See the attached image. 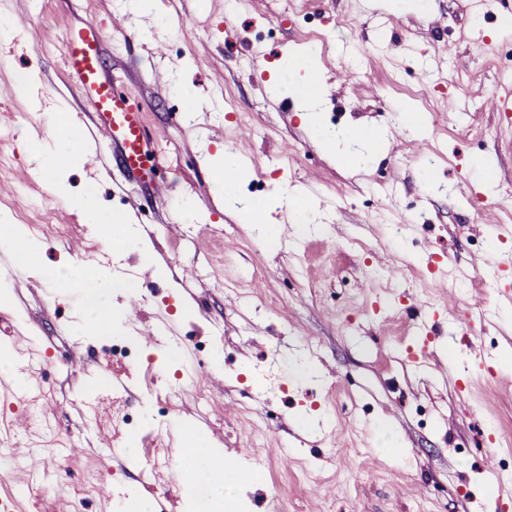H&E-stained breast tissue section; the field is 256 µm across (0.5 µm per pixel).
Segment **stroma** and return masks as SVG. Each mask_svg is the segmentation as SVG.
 Masks as SVG:
<instances>
[{"label":"stroma","mask_w":512,"mask_h":512,"mask_svg":"<svg viewBox=\"0 0 512 512\" xmlns=\"http://www.w3.org/2000/svg\"><path fill=\"white\" fill-rule=\"evenodd\" d=\"M239 2L230 13L225 0H160L145 17L129 0H11L0 20V87L18 90L0 112V200L32 246L27 265L0 248V269L14 272L0 281V349L41 351L24 391L0 383V445L15 472L0 498L19 512H113L103 485L141 492L147 468L179 493V420L237 466V512H415L424 499L434 512H512V482L486 493L484 467L488 449L512 454V301L485 265L512 254V236L496 231L512 220V114L484 106L512 88V0L491 12L468 0H299L295 12L288 0ZM86 17L104 31L103 71L164 158L133 183L101 136L58 171L70 193L133 213L143 238L112 265L142 302L136 320L121 294L107 312L134 350L119 365L107 336L81 328L94 282L62 293L50 276L76 264L69 242L104 252L98 229L28 164L54 118L89 119L59 53ZM309 51L324 86L312 125L284 69ZM187 87L207 99L190 121ZM352 127L378 153L323 147ZM220 147L241 164L239 197L267 207L275 234L214 202L204 156ZM483 160L496 170L490 189ZM48 215L72 225L69 240L30 236ZM423 320L434 334L417 332ZM148 329L157 341L142 340ZM173 337L184 354L167 348ZM306 359L317 374L296 373ZM167 401L171 416L128 435L123 412Z\"/></svg>","instance_id":"obj_1"}]
</instances>
